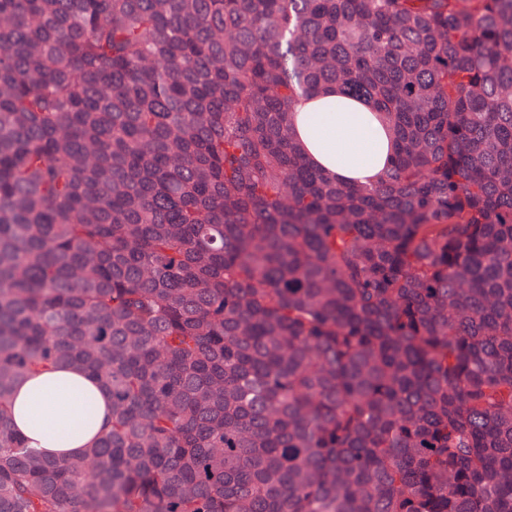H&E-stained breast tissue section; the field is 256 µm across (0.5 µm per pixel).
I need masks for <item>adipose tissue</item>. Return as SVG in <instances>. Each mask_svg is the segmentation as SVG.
<instances>
[{
  "label": "adipose tissue",
  "instance_id": "ef3b65f1",
  "mask_svg": "<svg viewBox=\"0 0 512 512\" xmlns=\"http://www.w3.org/2000/svg\"><path fill=\"white\" fill-rule=\"evenodd\" d=\"M293 134L306 157L329 175L369 186L391 163L395 147L377 112L369 106L352 111L346 96L327 89L301 98L295 106ZM95 379L74 369L32 376L18 388L10 421L29 447L51 457H69L92 445L111 414L108 396H100L90 428L68 431L70 419L81 415Z\"/></svg>",
  "mask_w": 512,
  "mask_h": 512
}]
</instances>
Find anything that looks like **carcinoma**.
<instances>
[{
	"instance_id": "cac0c4a2",
	"label": "carcinoma",
	"mask_w": 512,
	"mask_h": 512,
	"mask_svg": "<svg viewBox=\"0 0 512 512\" xmlns=\"http://www.w3.org/2000/svg\"><path fill=\"white\" fill-rule=\"evenodd\" d=\"M53 368L79 457L9 422ZM0 512H512V0H0ZM347 101L361 112H353ZM331 103L334 110L324 111ZM294 111V137L313 164L350 183L369 186L379 181L395 147L377 112L333 89L301 98ZM91 391L98 395L99 410L89 429H67L81 415ZM111 414L110 398L99 393L95 379L74 369L52 370L25 380L16 392L10 421L25 436L29 448L51 457H69L92 445ZM41 421V427L37 422Z\"/></svg>"
}]
</instances>
